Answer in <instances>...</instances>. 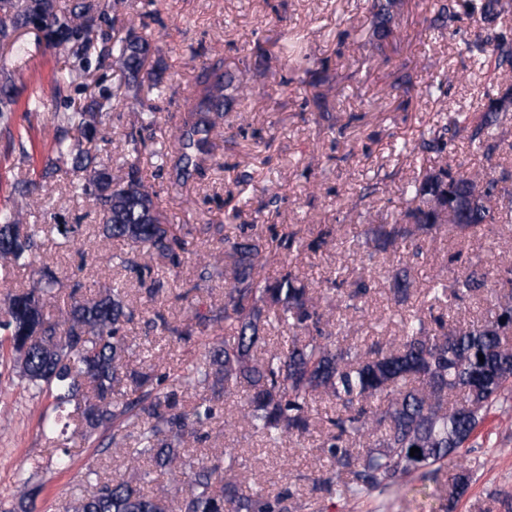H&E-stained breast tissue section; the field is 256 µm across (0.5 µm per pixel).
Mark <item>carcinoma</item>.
<instances>
[{"label": "carcinoma", "mask_w": 512, "mask_h": 512, "mask_svg": "<svg viewBox=\"0 0 512 512\" xmlns=\"http://www.w3.org/2000/svg\"><path fill=\"white\" fill-rule=\"evenodd\" d=\"M402 0H373V28L369 40L377 46L393 33L391 23ZM124 0H76L60 6L57 0H0V73L10 76L9 66L25 51L22 32L38 28L45 32V45L65 59L66 80L75 83L88 72L94 35L101 24L112 33L103 36L100 53L124 74L117 96L132 108H141L146 125L157 121L156 113L144 109L145 82L155 88L158 80L146 69L151 53L148 39L133 28L116 26ZM508 13L504 0H471L470 14L496 26ZM457 20L451 0H438L435 27L442 29ZM467 50L496 56L504 75L512 74V39L502 33L490 40L467 43ZM244 89L231 75L212 69L198 95L189 102L188 118L177 138V179L189 175L207 160L223 165L213 154V139L219 135V119L230 111ZM109 98L102 96L69 112H58L55 122V157L48 159L45 173L56 174L71 166L74 189L92 197L102 234L108 238L146 245L176 267L185 241L173 233L144 184L140 171L125 162L113 172L90 156L83 142L95 140ZM13 86L0 84V123L16 111ZM501 112L489 100L471 137L490 160L499 147L497 130ZM507 180L466 174L440 167L407 182L402 194L408 207L398 224L381 225L371 239L375 250L395 246L416 233H430L449 226L459 236L476 232L482 224H496L498 203L512 191L500 186ZM8 208L0 209V267L27 264L40 249V230L21 229L23 212L34 200L31 182L21 180ZM224 251V269L230 271L224 306L206 314L197 313L180 325L164 318L154 323L163 333L189 343L203 337L191 366L177 372L132 371L128 387L121 389L120 371L129 349L124 326L134 316L119 286L94 298L78 296L80 285L63 283L51 270L42 271L40 287L14 290L7 295V319L0 331L15 354L20 376L54 399L55 416L46 426H74V433L90 440L112 430L109 445L126 455L130 466L171 476L174 490L146 492L132 482L104 480L99 471L86 473L87 493L71 506V512H298L302 504L289 489L269 494L261 488L245 490L235 457L225 465L210 464L188 454L189 439L213 414L206 402L184 410L183 398L191 388L203 387L215 397L226 391H243L240 418L269 444L286 435L306 434L319 424L313 403L327 399L336 403V415L328 418L335 432L322 443L328 468L315 487L334 492L348 501L372 491L401 484L411 474L441 467L473 437L480 423L502 392L512 387V329L507 324L512 311V266L490 276L480 264H472L449 286L428 289L431 304L457 303L492 287L500 295L494 316L474 321L465 328L445 330L441 319L436 328L413 314L403 322L400 343L385 350L377 345L359 353L338 344V332L323 327L324 313L311 289L287 270L275 278L261 275L259 247L250 242L230 241ZM67 300L58 316L44 314L47 300H58L62 290ZM414 281L408 269L393 276L395 304L406 302ZM370 291L366 281H354L349 291H337L345 310L357 309V301ZM296 332L288 350L268 349L257 357L264 343L262 330L271 321ZM235 334L220 336L221 324ZM484 355L479 360L478 355ZM386 407L378 410L375 402ZM129 425L141 426L139 447L123 448L118 436ZM420 452L410 455V449ZM469 472L462 469L448 482L450 510L466 491ZM19 512H28L41 487L20 479Z\"/></svg>", "instance_id": "1"}]
</instances>
